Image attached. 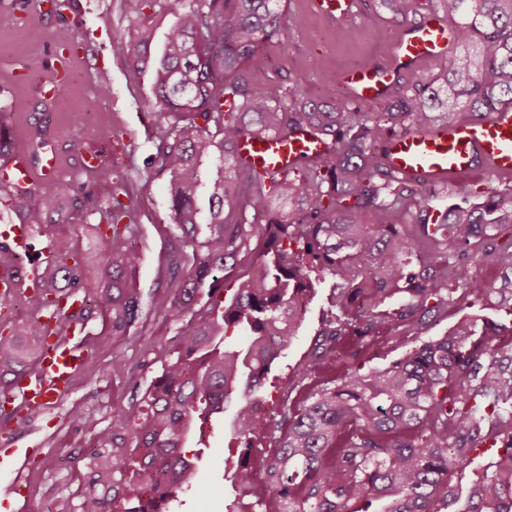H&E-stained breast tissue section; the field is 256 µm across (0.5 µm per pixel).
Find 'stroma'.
<instances>
[{"mask_svg": "<svg viewBox=\"0 0 512 512\" xmlns=\"http://www.w3.org/2000/svg\"><path fill=\"white\" fill-rule=\"evenodd\" d=\"M80 15L75 32L90 61L111 77V94L95 99L97 108L112 111L111 126L95 124L85 129V142L94 144L110 166L131 178L138 192L133 205L138 211L137 227L128 247L137 257L134 286L139 292L140 313L127 335L111 347L90 355L73 382L71 392L53 402L32 419L0 421V456L30 448V457L20 479L0 474V494L16 485L20 512H46L48 504L61 505L65 512H79L82 494L91 485L90 463L94 435L109 427L113 404H125L135 387L146 386L161 370L165 350L173 347L177 327L153 305L159 288L169 286L171 238L165 227L171 222L169 177L156 173L151 157L159 143V122L149 70L136 71L112 54V42L136 35L134 19L125 0H71ZM285 25L293 34L288 45H266L255 66L259 83L272 92H287L300 82L301 94L315 102H342L343 91L336 74L345 65L376 60L386 55L397 28L433 13H444L443 4L428 0H364L365 26L352 34H336L309 11L307 0H280ZM331 281L316 285L297 334L284 355L268 373L263 388L276 398L284 378L295 376L309 360L313 341L323 317L330 309ZM122 355L126 366L114 369L113 355ZM82 410L83 420L72 424L73 410ZM239 443L231 420H213L198 447V479L180 493L174 512H224L238 496L228 474L237 465Z\"/></svg>", "mask_w": 512, "mask_h": 512, "instance_id": "1", "label": "stroma"}]
</instances>
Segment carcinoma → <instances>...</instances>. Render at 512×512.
Here are the masks:
<instances>
[{
    "label": "carcinoma",
    "instance_id": "1",
    "mask_svg": "<svg viewBox=\"0 0 512 512\" xmlns=\"http://www.w3.org/2000/svg\"><path fill=\"white\" fill-rule=\"evenodd\" d=\"M277 2L193 0L154 57L145 30L134 45L113 41L115 57L151 67L158 113L167 118L152 166L169 175L178 285L154 303L179 330L160 375L140 398L114 406L111 427L97 433L107 454L93 456V485L106 490L83 497L81 512H169L197 475L189 440L230 402L236 439L251 447L264 377L301 325L314 282L326 278L335 280V311L300 375L280 385L279 437L261 458L264 483L252 481L251 463L240 458L232 478L251 501L225 512H445L462 498L459 512H512V207L500 206L493 190L471 207L477 190L462 184L461 203L435 211L436 190L394 174L375 149L386 136L450 122L462 107L480 116L512 100V0H440L459 17L464 47L442 85L412 79L382 111L366 114L304 99L301 77L286 102L257 82L261 45L292 39ZM478 43L486 47L481 57L469 51ZM309 128L331 148L294 175L267 186L236 163L245 136ZM16 129L0 118V158ZM215 148L229 176L211 184L203 220L200 159ZM93 179L103 198L92 225L103 251L93 288L83 255L55 243L44 293L18 289L28 318L0 319V394L37 366L52 334L43 317L60 299L72 305L63 326L82 327L96 312L108 323V333L85 334L90 352L108 347L111 334L126 335L139 316L127 246L136 212L125 203L135 189L103 160ZM90 203L72 197L68 219L84 223ZM2 206L20 208L39 234L59 209L58 189L29 184L11 196L0 188ZM391 207L415 212L412 231L384 223ZM250 208L265 211V223L248 220ZM473 261L505 269L500 284L471 273ZM228 268L237 269V287L224 302ZM450 276L457 287H448ZM493 295L503 319H463L444 336L420 340L426 320L447 315L449 305ZM231 330L245 333V344H226ZM418 340L390 366L366 367L373 345ZM482 448L497 449L495 460L459 491L452 475Z\"/></svg>",
    "mask_w": 512,
    "mask_h": 512
}]
</instances>
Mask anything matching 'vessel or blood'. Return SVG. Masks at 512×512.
I'll return each mask as SVG.
<instances>
[{"mask_svg": "<svg viewBox=\"0 0 512 512\" xmlns=\"http://www.w3.org/2000/svg\"><path fill=\"white\" fill-rule=\"evenodd\" d=\"M309 7L332 29H346L362 22V0H309ZM44 11L41 0H0V15L6 16L16 28L25 27L27 17ZM455 36V25L436 15L407 26L393 40L383 60L344 68L340 73L341 86L351 101H378L387 95L396 75L449 57ZM62 46V41L44 34L40 43L44 64L42 91L53 92L64 77L81 80L86 88H93L94 76L86 68L81 53H65ZM0 88L12 93L17 121L26 124L30 89L26 71L19 66L0 71ZM327 147V141L310 130L289 136L255 134L239 144L236 162L265 178H281L316 159ZM380 153L384 164L395 174L432 187L459 182L475 171L511 181L512 103L504 102L479 118L386 137ZM31 154L29 139L14 140L10 167L18 174L19 185L58 181L69 170L65 157L56 150L44 151L36 163L32 162ZM31 238L30 228L25 224H10L0 232V242L12 253L29 250ZM41 267L38 260L25 269L9 260L1 262L0 299L14 297L22 278L27 279L29 289L40 288ZM87 360L88 352L78 330H70L65 339L43 351L37 369L22 373L12 384L10 395L20 412L43 409L53 399L68 394Z\"/></svg>", "mask_w": 512, "mask_h": 512, "instance_id": "vessel-or-blood-1", "label": "vessel or blood"}]
</instances>
